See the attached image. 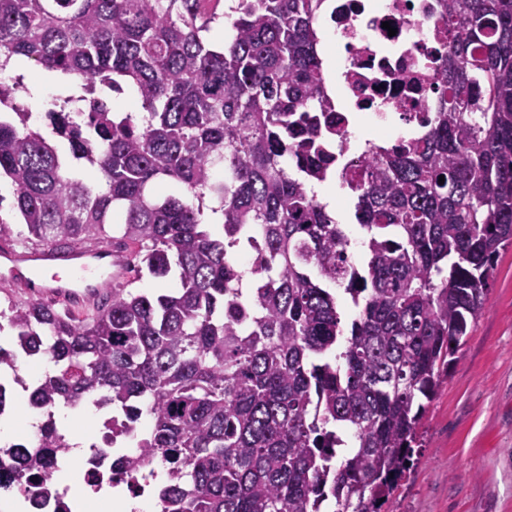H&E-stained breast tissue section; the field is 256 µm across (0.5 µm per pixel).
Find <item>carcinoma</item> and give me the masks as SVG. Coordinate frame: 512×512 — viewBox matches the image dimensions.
Listing matches in <instances>:
<instances>
[{
	"label": "carcinoma",
	"instance_id": "carcinoma-1",
	"mask_svg": "<svg viewBox=\"0 0 512 512\" xmlns=\"http://www.w3.org/2000/svg\"><path fill=\"white\" fill-rule=\"evenodd\" d=\"M322 2L0 0V178L23 243L110 240L131 274L91 314L0 310L18 351L54 366L29 386L0 346V373L35 411L120 408L114 437L147 420L129 465H162V512H382L512 245V0H438L424 135L339 170ZM20 61L61 74L48 134L16 101ZM126 87L135 115L103 98ZM333 174L356 236L311 188ZM145 276L174 287L134 289ZM41 429L49 453L0 481L47 470L65 444L55 419Z\"/></svg>",
	"mask_w": 512,
	"mask_h": 512
}]
</instances>
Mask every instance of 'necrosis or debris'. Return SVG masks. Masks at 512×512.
<instances>
[{
    "mask_svg": "<svg viewBox=\"0 0 512 512\" xmlns=\"http://www.w3.org/2000/svg\"><path fill=\"white\" fill-rule=\"evenodd\" d=\"M438 0H325L323 20L336 36L337 83L332 92L345 121L331 153L361 154L377 135L409 137L427 126L425 102L444 52L434 30ZM128 453H113L109 436L97 438L82 463L68 452L50 472L19 487L24 512H73L74 501L93 512L103 492L117 488L142 512H160L148 472H131Z\"/></svg>",
    "mask_w": 512,
    "mask_h": 512,
    "instance_id": "necrosis-or-debris-1",
    "label": "necrosis or debris"
}]
</instances>
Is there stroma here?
<instances>
[{
  "label": "stroma",
  "mask_w": 512,
  "mask_h": 512,
  "mask_svg": "<svg viewBox=\"0 0 512 512\" xmlns=\"http://www.w3.org/2000/svg\"><path fill=\"white\" fill-rule=\"evenodd\" d=\"M423 448L382 512H512V246L426 405Z\"/></svg>",
  "instance_id": "obj_1"
}]
</instances>
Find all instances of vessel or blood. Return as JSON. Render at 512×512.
<instances>
[{"mask_svg": "<svg viewBox=\"0 0 512 512\" xmlns=\"http://www.w3.org/2000/svg\"><path fill=\"white\" fill-rule=\"evenodd\" d=\"M128 277L125 257L99 242L64 254L47 248L0 245L1 285L71 307L94 304L105 284L124 283Z\"/></svg>", "mask_w": 512, "mask_h": 512, "instance_id": "obj_1", "label": "vessel or blood"}]
</instances>
